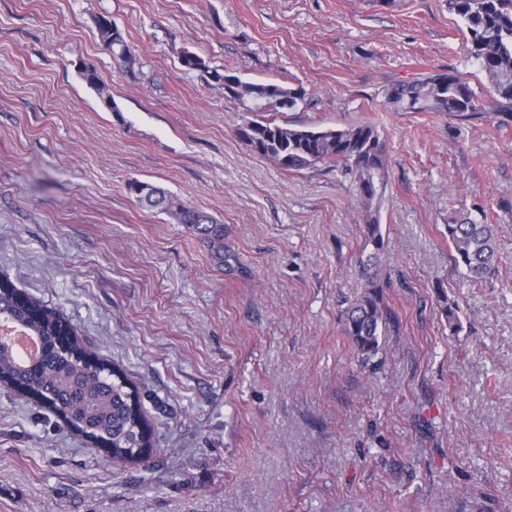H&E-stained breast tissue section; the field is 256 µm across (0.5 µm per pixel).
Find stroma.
<instances>
[{
	"mask_svg": "<svg viewBox=\"0 0 512 512\" xmlns=\"http://www.w3.org/2000/svg\"><path fill=\"white\" fill-rule=\"evenodd\" d=\"M186 51L303 88L278 121L384 139L392 320L370 362L343 326L365 286L348 177L253 153ZM434 74L488 96L447 0H0V271L124 372L152 428L145 461L114 463L0 385V512H512V125L387 106ZM132 181L223 224V262ZM480 208L502 262L476 284L447 226ZM95 25L101 42L112 51L124 64L133 67L136 61L135 49L127 42L122 30L112 21L108 15H99L95 19ZM81 75L86 84L97 93L101 103L113 112L117 111L118 107L112 100L110 88L102 81L96 70L92 67H85Z\"/></svg>",
	"mask_w": 512,
	"mask_h": 512,
	"instance_id": "stroma-1",
	"label": "stroma"
}]
</instances>
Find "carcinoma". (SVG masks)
Listing matches in <instances>:
<instances>
[{"label":"carcinoma","mask_w":512,"mask_h":512,"mask_svg":"<svg viewBox=\"0 0 512 512\" xmlns=\"http://www.w3.org/2000/svg\"><path fill=\"white\" fill-rule=\"evenodd\" d=\"M448 10L465 23L473 57L490 80V95L498 125L512 123V0H448ZM95 25L101 42L124 64L134 65L135 49L108 15H99ZM188 70L201 71L224 85V75L209 70L196 53L185 52L180 59ZM82 78L101 103L116 112L110 88L92 67ZM233 92L224 99L243 112L261 116L244 118L239 138L251 150L286 171H300L319 163H334L351 175L357 199L365 213V240L370 247L361 261L365 269V291L346 309L344 330L362 360L368 362L380 347L379 338L390 318L381 289L378 267L384 247L379 213L387 186L384 141L371 123L345 128H294L279 124L268 112L297 107L304 99L303 88L292 89L272 82H247L235 78ZM395 111L447 112L462 119L482 117V105L468 83L456 75H429L395 83L385 93ZM160 209L179 224L190 226L208 246L212 256L224 261V225L158 189L147 204ZM452 261L466 270L475 283L483 282L498 263L494 227L465 218L448 225ZM12 281L0 274V319L7 318L40 337L41 358L20 365L11 354L0 352V382L15 387L47 407L67 428L98 445L107 455L122 461L139 459L150 447L151 428L141 411L138 390L117 370L90 357L69 322L58 312L32 300L19 305Z\"/></svg>","instance_id":"obj_1"}]
</instances>
